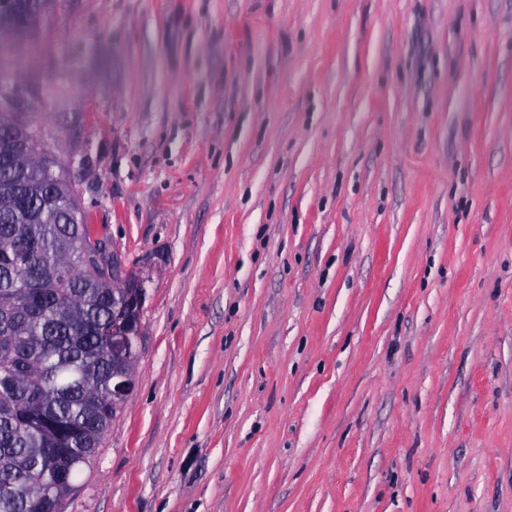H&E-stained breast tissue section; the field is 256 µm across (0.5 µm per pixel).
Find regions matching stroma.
<instances>
[{
  "label": "stroma",
  "mask_w": 512,
  "mask_h": 512,
  "mask_svg": "<svg viewBox=\"0 0 512 512\" xmlns=\"http://www.w3.org/2000/svg\"><path fill=\"white\" fill-rule=\"evenodd\" d=\"M0 88L148 279L64 512H512V0H51Z\"/></svg>",
  "instance_id": "35a3bbf8"
}]
</instances>
